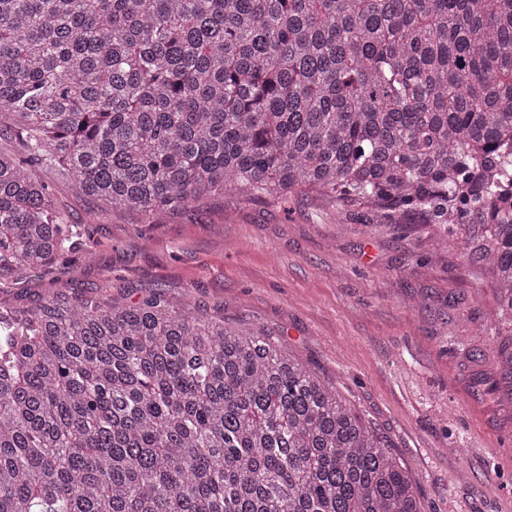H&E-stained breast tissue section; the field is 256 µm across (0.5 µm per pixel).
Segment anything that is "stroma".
Here are the masks:
<instances>
[{
    "label": "stroma",
    "mask_w": 512,
    "mask_h": 512,
    "mask_svg": "<svg viewBox=\"0 0 512 512\" xmlns=\"http://www.w3.org/2000/svg\"><path fill=\"white\" fill-rule=\"evenodd\" d=\"M56 192L90 256L64 270L67 297L110 291L131 304L165 292L230 326L263 332L334 386L415 483L421 512H512V391L481 395L494 360L469 362L452 339L490 349L512 335L492 288L436 228L368 223L362 209L298 194L211 197L146 215Z\"/></svg>",
    "instance_id": "obj_1"
}]
</instances>
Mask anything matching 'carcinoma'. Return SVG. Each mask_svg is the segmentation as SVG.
<instances>
[{
  "label": "carcinoma",
  "mask_w": 512,
  "mask_h": 512,
  "mask_svg": "<svg viewBox=\"0 0 512 512\" xmlns=\"http://www.w3.org/2000/svg\"><path fill=\"white\" fill-rule=\"evenodd\" d=\"M54 177L146 214L303 190L425 214L511 318L512 0H0L3 287L84 250ZM0 512L421 510L262 332L49 288L0 303Z\"/></svg>",
  "instance_id": "cac0c4a2"
}]
</instances>
